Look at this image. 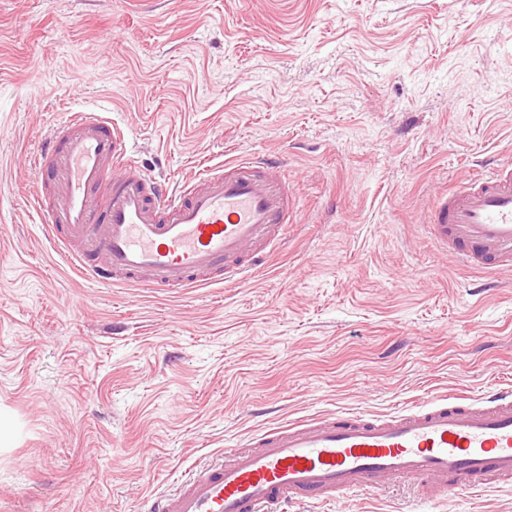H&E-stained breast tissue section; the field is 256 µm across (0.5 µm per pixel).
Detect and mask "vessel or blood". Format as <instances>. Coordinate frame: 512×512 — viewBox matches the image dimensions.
Listing matches in <instances>:
<instances>
[{"mask_svg":"<svg viewBox=\"0 0 512 512\" xmlns=\"http://www.w3.org/2000/svg\"><path fill=\"white\" fill-rule=\"evenodd\" d=\"M54 250L106 287L240 284L286 248L294 203L280 157L239 156L176 184L138 167L107 109L69 113L32 161ZM436 245L467 267L512 269V164L483 166L432 205ZM405 478L441 499L512 481V394L441 397L372 418L342 412L268 431L199 469L148 512H285Z\"/></svg>","mask_w":512,"mask_h":512,"instance_id":"obj_1","label":"vessel or blood"}]
</instances>
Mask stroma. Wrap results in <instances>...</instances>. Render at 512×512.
Masks as SVG:
<instances>
[{"mask_svg": "<svg viewBox=\"0 0 512 512\" xmlns=\"http://www.w3.org/2000/svg\"><path fill=\"white\" fill-rule=\"evenodd\" d=\"M96 104L172 183L280 155L287 250L235 286L84 280L31 161ZM488 160L512 161V0H0V512H146L265 429L512 391V271L425 229ZM287 512H512V486Z\"/></svg>", "mask_w": 512, "mask_h": 512, "instance_id": "1", "label": "stroma"}]
</instances>
